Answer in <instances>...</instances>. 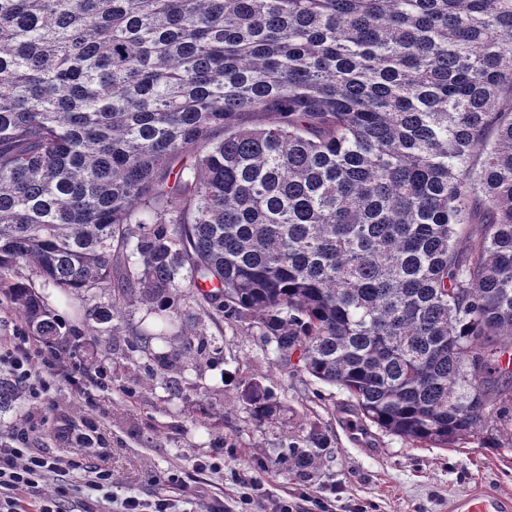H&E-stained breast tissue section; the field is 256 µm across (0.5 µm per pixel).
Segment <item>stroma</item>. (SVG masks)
Listing matches in <instances>:
<instances>
[{
    "label": "stroma",
    "mask_w": 512,
    "mask_h": 512,
    "mask_svg": "<svg viewBox=\"0 0 512 512\" xmlns=\"http://www.w3.org/2000/svg\"><path fill=\"white\" fill-rule=\"evenodd\" d=\"M153 319L135 304L118 337H103L95 365L108 380L91 387L66 347L48 354L31 344L40 396L0 414V436L28 441L52 458H72L112 472V512L126 498L169 500L171 512H236L256 484L260 512L288 502L305 512H448L459 495L485 489L512 497V447L484 448L479 439L453 448L406 443L376 426L354 428L348 394L315 378L279 370L258 331L211 327L212 346L185 370L151 373L127 340ZM176 380L170 391L167 380ZM260 381L281 403L274 419L256 421L240 395ZM318 429L327 438L320 467L303 478L279 457L286 437Z\"/></svg>",
    "instance_id": "35a3bbf8"
}]
</instances>
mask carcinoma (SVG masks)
Segmentation results:
<instances>
[{"label":"carcinoma","mask_w":512,"mask_h":512,"mask_svg":"<svg viewBox=\"0 0 512 512\" xmlns=\"http://www.w3.org/2000/svg\"><path fill=\"white\" fill-rule=\"evenodd\" d=\"M0 294L50 348L140 300L150 369L256 327L407 443L512 437V0H0Z\"/></svg>","instance_id":"obj_1"}]
</instances>
